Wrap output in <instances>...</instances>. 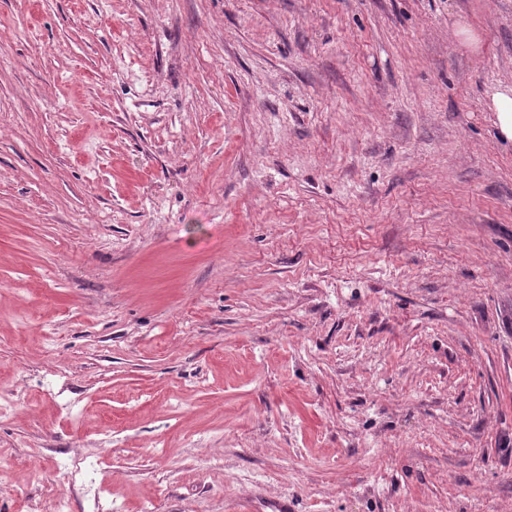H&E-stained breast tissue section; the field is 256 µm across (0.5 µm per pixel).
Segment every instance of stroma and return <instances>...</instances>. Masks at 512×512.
I'll return each instance as SVG.
<instances>
[{
	"instance_id": "35a3bbf8",
	"label": "stroma",
	"mask_w": 512,
	"mask_h": 512,
	"mask_svg": "<svg viewBox=\"0 0 512 512\" xmlns=\"http://www.w3.org/2000/svg\"><path fill=\"white\" fill-rule=\"evenodd\" d=\"M509 84L512 0H0L8 474L512 512ZM491 109L496 113L500 134L512 141V85L497 86L488 92ZM99 458L86 457L84 459H63L57 461L49 473V479L57 487V494L52 504L53 512H71V499L69 490L76 482V475L83 473V482L90 477L96 480V475L101 471Z\"/></svg>"
}]
</instances>
